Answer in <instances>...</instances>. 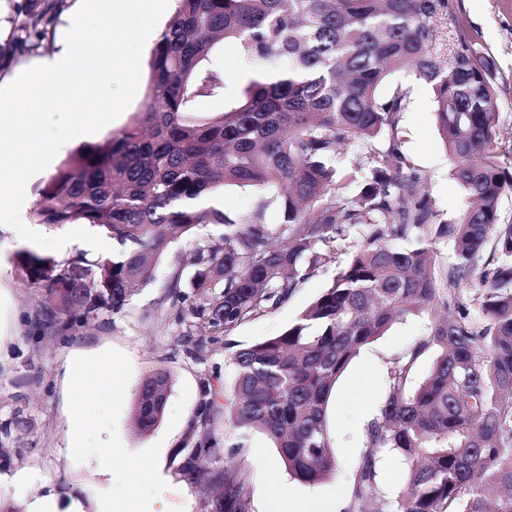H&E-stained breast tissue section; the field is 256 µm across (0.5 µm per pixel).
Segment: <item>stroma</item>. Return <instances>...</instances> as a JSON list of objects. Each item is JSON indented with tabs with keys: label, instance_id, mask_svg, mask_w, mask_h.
Segmentation results:
<instances>
[{
	"label": "stroma",
	"instance_id": "stroma-1",
	"mask_svg": "<svg viewBox=\"0 0 512 512\" xmlns=\"http://www.w3.org/2000/svg\"><path fill=\"white\" fill-rule=\"evenodd\" d=\"M27 0H0V84L40 58L59 49L57 31L78 10L79 0H60L41 27L42 34L20 31ZM459 26L493 57L492 81L500 112L503 147L512 151V0H457ZM209 66L224 80L218 95L199 99L197 112L208 114L234 106L251 77L237 43H221ZM411 89L403 115L404 149L430 178L436 208L450 218L464 204V192L451 176L452 161L439 137L430 87L414 76L400 74ZM147 82L127 109L100 131L79 136L61 147L53 163L61 165L82 145L101 143L119 132L139 112ZM215 203L229 215L245 217L264 207L268 224L282 221L275 192L256 187H225ZM219 227H200L195 239L172 243L158 261L152 284L142 288L120 313L102 312L86 326L55 335L36 326L38 291L15 265L17 252L29 248L10 226L0 224V503L28 512L39 497H52L57 512H108L121 499L166 501L169 512H207L198 488L182 472L197 459L208 473L223 472L225 463L247 483L245 512H276L287 499L288 512H305L311 498L349 502L350 488L364 453L366 426L387 392V366L396 355L425 336L430 315L397 321L378 340L363 347L336 385L329 404L331 437L338 458L335 477L309 486L290 477L277 449L260 432L241 434L225 424V393L234 377L230 361L239 348L276 335L292 325L333 279L348 256L341 253L308 278L279 308L248 320L229 335L206 341L194 355L180 340L186 332L178 308L165 301V286L175 271L190 272L196 239L218 238ZM87 377L106 372L111 394L76 401L71 382L74 365ZM164 368L172 387L161 422L150 433L136 435L131 408L142 379ZM211 417L220 436L215 447L194 456L203 417ZM83 435L73 440L75 424ZM123 452L124 473L109 478L100 470L103 453Z\"/></svg>",
	"mask_w": 512,
	"mask_h": 512
}]
</instances>
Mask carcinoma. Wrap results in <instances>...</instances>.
I'll return each instance as SVG.
<instances>
[{"mask_svg": "<svg viewBox=\"0 0 512 512\" xmlns=\"http://www.w3.org/2000/svg\"><path fill=\"white\" fill-rule=\"evenodd\" d=\"M454 2L178 0L151 52L143 109L63 162L31 211L36 224L96 228L113 248L61 263L30 250L16 255L45 298L40 331L121 312L137 287L153 282L170 244L202 224L224 232L218 244L196 242L193 301L178 271L167 290L180 303L179 321L214 333L278 308L345 252V265L294 324L232 355V427L264 433L297 481L332 478L328 408L338 379L394 322L431 309L427 334L390 362L349 512H370L382 497L379 463L393 452L408 475L386 512H512V222L501 220L512 169L502 160L493 60L460 28ZM226 39L237 41L252 77L236 105L199 116L191 102L221 87L207 63ZM406 68L432 89L465 194L452 219L436 209L428 175L403 150L409 89L380 93ZM351 148L363 152L369 174L347 195L332 162ZM228 185L281 191L282 223H265L261 208L232 218L206 205ZM442 241L452 246L444 262ZM430 351L429 374L412 384ZM171 385L163 368L141 381L131 410L138 431L162 420ZM182 470L208 512H242L237 471L214 481L191 463Z\"/></svg>", "mask_w": 512, "mask_h": 512, "instance_id": "1", "label": "carcinoma"}]
</instances>
